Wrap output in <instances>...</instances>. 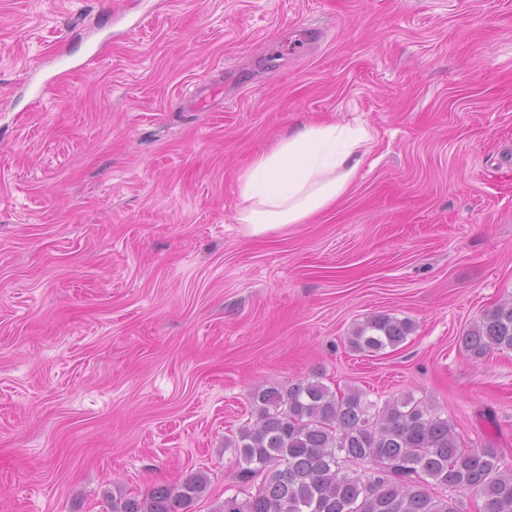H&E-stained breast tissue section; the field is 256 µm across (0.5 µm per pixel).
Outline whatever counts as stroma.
Segmentation results:
<instances>
[{
  "label": "stroma",
  "mask_w": 512,
  "mask_h": 512,
  "mask_svg": "<svg viewBox=\"0 0 512 512\" xmlns=\"http://www.w3.org/2000/svg\"><path fill=\"white\" fill-rule=\"evenodd\" d=\"M361 122L349 191L245 232L238 177ZM512 0H0V512H112L202 472L261 384L410 395L512 469ZM375 313L395 349L353 351ZM459 340L464 350L475 357L493 350H512V300L487 311ZM413 330L414 325L408 319L377 314L355 326L348 343L356 352L373 355L387 348L398 347L407 340Z\"/></svg>",
  "instance_id": "1"
}]
</instances>
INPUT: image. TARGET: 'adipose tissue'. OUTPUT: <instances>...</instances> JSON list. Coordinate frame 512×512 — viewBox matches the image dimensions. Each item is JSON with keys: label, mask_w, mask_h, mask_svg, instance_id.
Listing matches in <instances>:
<instances>
[{"label": "adipose tissue", "mask_w": 512, "mask_h": 512, "mask_svg": "<svg viewBox=\"0 0 512 512\" xmlns=\"http://www.w3.org/2000/svg\"><path fill=\"white\" fill-rule=\"evenodd\" d=\"M370 130L361 124L304 123L258 153L240 177L239 221L253 235L333 205L349 189L366 156Z\"/></svg>", "instance_id": "obj_1"}]
</instances>
